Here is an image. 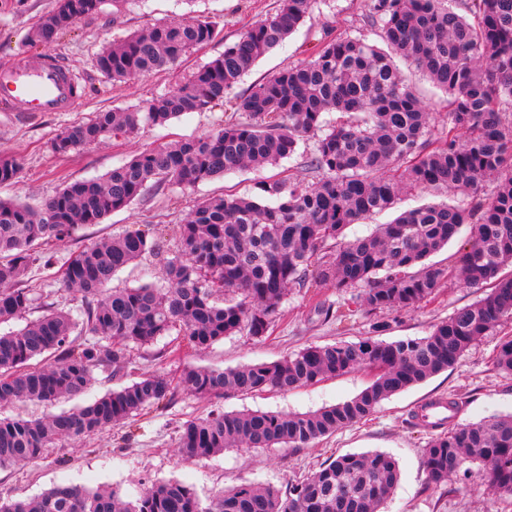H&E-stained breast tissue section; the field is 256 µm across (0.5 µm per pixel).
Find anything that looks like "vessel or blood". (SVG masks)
I'll return each mask as SVG.
<instances>
[{"instance_id":"obj_1","label":"vessel or blood","mask_w":512,"mask_h":512,"mask_svg":"<svg viewBox=\"0 0 512 512\" xmlns=\"http://www.w3.org/2000/svg\"><path fill=\"white\" fill-rule=\"evenodd\" d=\"M77 77L66 61L48 56L32 66H0V112H66Z\"/></svg>"}]
</instances>
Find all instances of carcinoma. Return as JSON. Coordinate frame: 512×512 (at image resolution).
Masks as SVG:
<instances>
[{
    "mask_svg": "<svg viewBox=\"0 0 512 512\" xmlns=\"http://www.w3.org/2000/svg\"><path fill=\"white\" fill-rule=\"evenodd\" d=\"M106 0H55L27 36L50 45ZM319 0H279L224 53L185 82L134 109L101 111L67 126L54 153L131 137L145 124L164 125L192 112L227 105L224 125L174 145L147 148L109 172L67 182L39 206L0 199V323L34 306V265L82 298L76 312L45 302L25 326L0 333V406L53 405L83 394L96 370L116 387L42 418L0 416V467L35 461L45 448L79 442L125 425L146 408L168 407L183 390L211 400L224 394L292 391L356 370L368 385L354 398L306 413L214 409L183 424L176 443L185 460L227 448H303L356 424L407 388L448 370L480 337L512 318V0H370L366 36L323 33L311 59L228 98L265 52L283 45ZM221 20L175 16L129 34L97 54L108 79L148 76L176 65L212 41ZM409 60L448 98V131L430 133L432 113L411 90L393 56ZM330 112L353 115L332 125ZM314 139V182L261 179L259 194L202 200L178 227L161 284L112 288L114 276L151 255L163 240L126 232L73 252L63 263L54 245L124 210L151 189L192 188L245 169L277 166ZM19 162L0 156V186L17 182ZM493 190L486 192V187ZM406 190L462 196L400 212L369 235L346 230L396 207ZM466 235L455 264L429 258ZM489 287L471 305L435 324L428 335L383 342L308 346L280 361L229 369L185 367L177 382L146 374L126 383L129 349L149 348L176 330L185 346L205 349L228 336L261 339L282 316L293 290L361 288L367 312H400L432 297L445 279ZM497 370L512 374V338L497 350ZM482 466L490 491L512 497V414L455 425L423 448L426 485H448L466 463ZM383 451L330 457L281 490L240 484L202 501L190 485L169 479L135 497L120 489L61 482L32 499L0 496V512H381L400 480Z\"/></svg>",
    "mask_w": 512,
    "mask_h": 512,
    "instance_id": "1",
    "label": "carcinoma"
}]
</instances>
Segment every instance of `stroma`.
<instances>
[{"label": "stroma", "instance_id": "1", "mask_svg": "<svg viewBox=\"0 0 512 512\" xmlns=\"http://www.w3.org/2000/svg\"><path fill=\"white\" fill-rule=\"evenodd\" d=\"M54 2L0 0V65L17 61L31 64L44 54H55L81 73L89 88L88 94L69 112H0V155L17 158L21 166L18 181L0 187V197L33 204L53 196L63 180L103 175L136 152L191 139L222 125L227 114L217 107L181 116L162 126L146 125L136 136L111 139L76 153L58 155L51 150L55 136L74 122L105 110L135 108L172 90L193 70L222 54L225 43L236 40L277 5L276 0H147L145 7L139 8L126 0H107L102 13L80 20L51 46L26 45L29 30ZM189 11L221 16L219 33L213 41L173 68L148 77L115 82L100 73L96 57L102 46ZM367 11L368 0H323L284 45L258 60L252 72L238 84V92H245L253 83L285 67L308 61L309 50L323 31L354 35L364 32ZM397 65L417 95L429 105L431 132L439 134L448 126L444 92L409 62L401 59ZM260 178L259 172L243 170L191 189L148 191L130 208L83 229L79 239L60 244L57 256L63 259L78 248L138 229L153 231L166 249H174L177 228L198 200L221 193L254 196V184ZM479 297V290L449 281L438 288L433 298L408 310L372 315L359 311L339 324L325 320L315 305H342L344 295L332 288H318L310 295L295 291L284 302L283 316L267 338L229 336L206 349L186 347L179 355L156 360V349L169 348L173 343L172 337L167 336L159 339L156 347L132 349L126 378L131 381L144 374L160 373L174 380L186 365L227 369L273 362L310 345L356 342L372 335L384 342L420 338L427 335L432 325L448 319ZM376 322L384 323V331L373 333L372 325ZM507 336H512V318L505 319L493 334L471 345L447 371L382 401L367 419L309 447L230 448L207 459L185 461L177 454L176 441L183 423L206 416L215 408L227 412L305 413L350 400L367 386L368 371L357 370L292 392L230 394L210 401L179 392L174 405L151 410L132 425L100 432L76 445L56 444L34 462L1 468L0 495L34 497L65 479L89 488L114 484L133 495L151 483L178 479L192 485L205 500L221 488L243 483L283 488L317 470L329 457L380 450L393 454L401 468V480L384 512H512V497L492 495L481 468L475 464L468 465L465 476L453 479L452 490H426L422 451L433 432L419 425L415 416L420 405L437 396L458 404L454 417L458 424L476 422L494 412H512V375L499 372L494 365L498 346Z\"/></svg>", "mask_w": 512, "mask_h": 512}]
</instances>
